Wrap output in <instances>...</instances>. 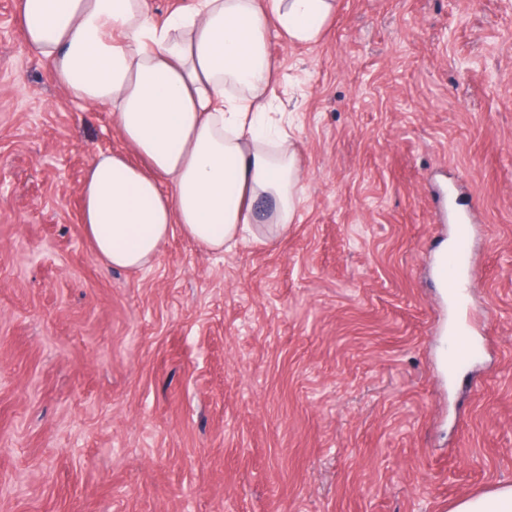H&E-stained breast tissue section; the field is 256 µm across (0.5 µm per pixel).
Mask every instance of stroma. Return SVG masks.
Here are the masks:
<instances>
[{"mask_svg":"<svg viewBox=\"0 0 512 512\" xmlns=\"http://www.w3.org/2000/svg\"><path fill=\"white\" fill-rule=\"evenodd\" d=\"M272 36L294 224L105 269L80 110L0 0V512H448L512 484V0H335ZM471 218L488 351L447 370ZM471 226L464 217L460 218L455 227L454 245L450 258L443 260L439 267V278L443 288H450L449 295L453 298L460 314L461 321L465 320L464 313L469 310V302L465 281L473 288L474 282L470 277L468 242Z\"/></svg>","mask_w":512,"mask_h":512,"instance_id":"stroma-1","label":"stroma"}]
</instances>
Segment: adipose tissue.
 Wrapping results in <instances>:
<instances>
[{
  "mask_svg": "<svg viewBox=\"0 0 512 512\" xmlns=\"http://www.w3.org/2000/svg\"><path fill=\"white\" fill-rule=\"evenodd\" d=\"M334 0H20L28 46L81 107L108 106L124 147L94 157L84 233L108 267L150 265L174 232L214 254L286 231L302 205L293 143L274 137L273 32L318 40ZM266 209H259V202Z\"/></svg>",
  "mask_w": 512,
  "mask_h": 512,
  "instance_id": "obj_1",
  "label": "adipose tissue"
}]
</instances>
